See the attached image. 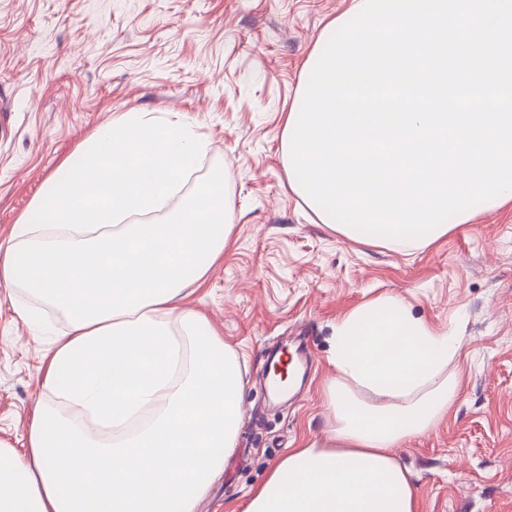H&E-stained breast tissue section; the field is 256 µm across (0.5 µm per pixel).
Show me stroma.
Instances as JSON below:
<instances>
[{"label":"stroma","instance_id":"1","mask_svg":"<svg viewBox=\"0 0 512 512\" xmlns=\"http://www.w3.org/2000/svg\"><path fill=\"white\" fill-rule=\"evenodd\" d=\"M351 0H0V239L81 144L131 110L188 120L208 144L192 173L224 175L233 230L188 308L245 363L238 444L197 512H227L325 426L337 322L383 295L457 329L464 389L395 454L419 512H512V208L479 214L403 254L324 226L288 185L281 130L323 26ZM0 285V440L25 444L66 318ZM305 376L283 402L262 374L279 348Z\"/></svg>","mask_w":512,"mask_h":512}]
</instances>
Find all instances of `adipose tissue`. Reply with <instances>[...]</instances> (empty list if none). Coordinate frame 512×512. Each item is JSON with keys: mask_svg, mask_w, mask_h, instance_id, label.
<instances>
[{"mask_svg": "<svg viewBox=\"0 0 512 512\" xmlns=\"http://www.w3.org/2000/svg\"><path fill=\"white\" fill-rule=\"evenodd\" d=\"M205 143L192 123L130 111L61 165L0 242V284L69 328L55 341L26 446L0 441V512H196L243 425L239 359L201 315L181 308L232 231L224 179L200 183L175 218L165 208ZM455 330H437L385 296L337 324L322 437L289 449L230 512H418L392 454L427 432L463 389Z\"/></svg>", "mask_w": 512, "mask_h": 512, "instance_id": "adipose-tissue-1", "label": "adipose tissue"}]
</instances>
